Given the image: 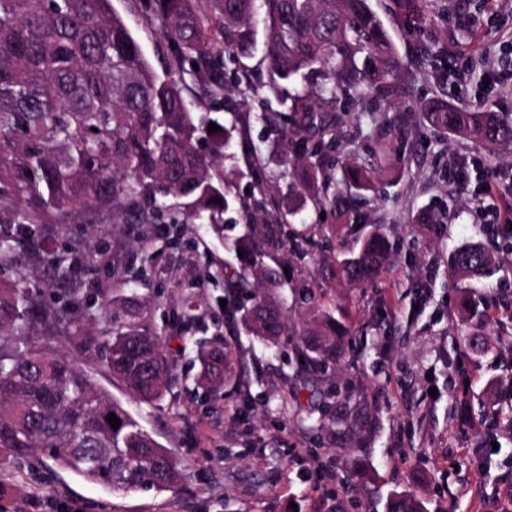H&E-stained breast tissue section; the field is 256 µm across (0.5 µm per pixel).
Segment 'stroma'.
<instances>
[{
  "label": "stroma",
  "instance_id": "35a3bbf8",
  "mask_svg": "<svg viewBox=\"0 0 512 512\" xmlns=\"http://www.w3.org/2000/svg\"><path fill=\"white\" fill-rule=\"evenodd\" d=\"M403 59L399 106L420 111L434 97L475 112L512 113V0H427L426 17L413 22L395 0H369ZM158 73L184 85L195 115L230 125L233 114L251 121L235 135L224 161L235 177L231 192L245 195L254 167L267 174L268 214L288 207L280 180L283 157L276 132L261 112H283L287 91L269 86L258 45L251 57L225 61L239 89L198 86L191 62L172 65V53L144 0H112ZM370 113L343 120L342 147L373 163ZM394 163L380 173L361 222L349 235L318 241L313 259L294 267L316 275V257L351 251L372 225L389 238L388 268L359 288L329 287L327 295L349 313V356L331 376L360 400L365 427L323 420L297 373L294 344L269 348L245 335L230 343L241 355L240 383L218 394H198L196 342L224 334L223 286L205 274L222 264L224 245L203 224H188L181 244L169 246L177 213L168 200L164 217L138 224L134 211H88L63 224L45 225L46 251L66 259L57 272L42 258L21 255L0 277L42 289L34 322L39 342L72 358L164 447L178 457L183 479L169 491L114 493L58 469L53 462L0 465V512L35 500L40 512H385L389 493L424 498L428 512H506L512 507V228L490 226L486 212L512 203V146L487 155L473 141L444 137L412 121L391 141ZM458 161V172L448 170ZM494 196H486L484 184ZM433 210L435 224L418 215ZM79 252H71L73 243ZM480 242L498 261L482 278H458L449 254ZM86 303L113 297V311H130L135 324L161 336L174 363L161 406L136 401L108 370L95 339L112 327L111 313L74 326L57 319L65 293ZM487 301L481 315L463 321L461 294ZM203 313L184 330L178 317L185 296ZM482 333L484 353L464 349L462 331Z\"/></svg>",
  "mask_w": 512,
  "mask_h": 512
}]
</instances>
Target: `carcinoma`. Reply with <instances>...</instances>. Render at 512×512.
<instances>
[{
    "mask_svg": "<svg viewBox=\"0 0 512 512\" xmlns=\"http://www.w3.org/2000/svg\"><path fill=\"white\" fill-rule=\"evenodd\" d=\"M426 0H398L409 17L424 16ZM264 58L273 84L294 85L288 111L262 112L271 128L286 126L280 147L291 168L288 195L312 204L332 223L318 225L328 240L358 222V196L391 155L375 154L366 166L338 153L337 127L351 108L388 107L399 94L403 67L396 44L368 0H261ZM163 39L178 60L198 65L194 76L209 90L224 86L219 57H248L258 43L256 0H153ZM222 22L223 43L209 35V21ZM411 113L394 121L373 116L376 139L401 133ZM423 124L445 136H465L493 155L512 144V115L471 112L441 99L428 101ZM232 147V129L208 132L196 119L180 83L159 74L112 0H0V199L23 200L27 239L0 235V266L18 261L24 248L41 247L39 229L90 207H178L194 224H209L235 201L220 166ZM221 203L216 204L213 199ZM247 224L225 243L240 268L208 272L224 278V328L272 348L282 337H300L297 367L305 385L329 382L345 361L343 325L322 309L323 283L358 287L376 279L390 257L388 238L376 225L357 251L322 258L320 278L284 272V252L309 255V239L242 206ZM494 263L478 243L456 248L450 265L461 277H476ZM304 311L302 326L288 331L281 297ZM38 291L0 284V464L43 457L58 467L112 491L168 490L182 479L176 455L163 447L72 360L31 340ZM112 376L139 402L161 406L170 360L161 338L112 317L105 344ZM199 387L216 391L237 380L239 358L227 343L203 347ZM115 414L121 424L107 421ZM385 512H428L413 493H392Z\"/></svg>",
    "mask_w": 512,
    "mask_h": 512,
    "instance_id": "obj_1",
    "label": "carcinoma"
}]
</instances>
